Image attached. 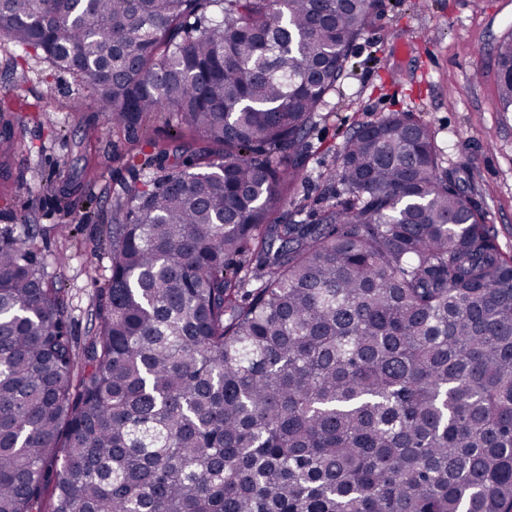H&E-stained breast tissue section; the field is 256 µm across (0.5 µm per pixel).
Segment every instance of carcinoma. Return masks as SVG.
Instances as JSON below:
<instances>
[{"label":"carcinoma","instance_id":"1","mask_svg":"<svg viewBox=\"0 0 512 512\" xmlns=\"http://www.w3.org/2000/svg\"><path fill=\"white\" fill-rule=\"evenodd\" d=\"M380 11L0 0V36L81 81L75 109L161 114L178 142L123 157L80 351L0 228V512H512V258L430 125H359L311 219L273 217ZM496 65L512 112V32Z\"/></svg>","mask_w":512,"mask_h":512}]
</instances>
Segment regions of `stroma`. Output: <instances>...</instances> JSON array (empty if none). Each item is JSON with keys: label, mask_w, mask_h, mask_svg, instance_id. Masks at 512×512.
<instances>
[{"label": "stroma", "mask_w": 512, "mask_h": 512, "mask_svg": "<svg viewBox=\"0 0 512 512\" xmlns=\"http://www.w3.org/2000/svg\"><path fill=\"white\" fill-rule=\"evenodd\" d=\"M511 31L512 0H386L310 132L305 178L291 198L313 204L358 124L415 112L431 125L446 166L474 182L501 249L512 256V112L500 109L495 66L497 45ZM18 54L0 38V96L25 103L12 117L0 226L29 215L43 273L63 286L81 344L92 333L97 290L111 275L103 239L113 194L130 179L120 157L137 148L140 135L91 110H72L80 90L73 75ZM86 198L89 216L65 213L66 200ZM66 223L68 236L58 230Z\"/></svg>", "instance_id": "1"}]
</instances>
